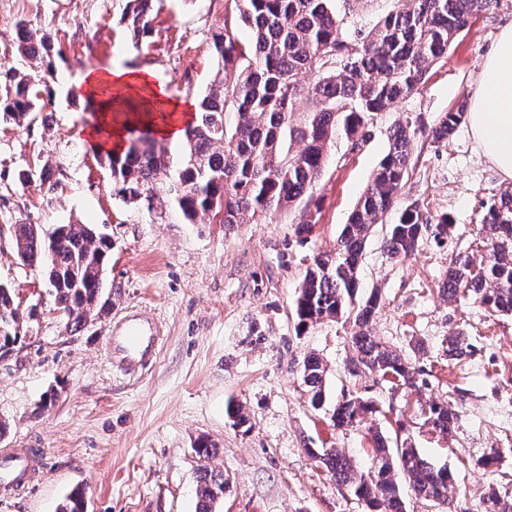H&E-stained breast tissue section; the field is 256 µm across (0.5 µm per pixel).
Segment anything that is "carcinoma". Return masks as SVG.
<instances>
[{"instance_id": "obj_1", "label": "carcinoma", "mask_w": 512, "mask_h": 512, "mask_svg": "<svg viewBox=\"0 0 512 512\" xmlns=\"http://www.w3.org/2000/svg\"><path fill=\"white\" fill-rule=\"evenodd\" d=\"M335 0H224V29L211 36L217 59L215 78L198 104L188 128V149L175 161L147 132L135 137L125 154H106L101 163L112 178V195L127 204L154 209L164 203L187 224L211 212L220 224H245L256 217L293 208L306 200L298 233L316 218L310 209L314 188L323 175L338 128L355 137L380 112L391 109L423 82L430 66L443 57L474 17L492 10L497 0H391V9L374 25L348 32L336 13ZM154 0H126L121 23L127 40L139 47L152 33ZM251 39L237 36L239 24ZM15 51L28 60H47L54 51L51 33L20 23ZM8 85L0 97V119L20 122L39 109L40 84L15 68L0 66ZM465 117L464 106L446 113L429 136L448 139ZM412 137L403 126L390 135L389 149L373 171L370 184L344 225L336 251L318 254L304 275L294 304L298 330L332 318L352 323L356 357L353 374L370 373L405 391L425 386L422 371L410 359L371 335L370 323L380 307L378 294L357 298L358 263L374 224L398 204L408 175ZM20 182L39 190L54 184L43 167L18 174ZM480 228L488 245L479 267L469 256L448 262L441 288L448 300L470 295L474 302L512 315V193L481 203ZM441 244L448 219L428 223L417 208L402 210L385 240L389 255L408 257L424 237ZM18 263L38 267L49 285L56 310L69 331L112 307V291L103 272L112 242L87 224H65L45 236L35 224L10 227ZM19 305L12 289L0 282V351L20 340ZM472 353L460 330L448 336V359ZM308 402L315 411L331 412L339 428L360 427L377 412L375 401L342 396L331 401L325 390L321 360L310 355L302 365ZM425 422L442 435L452 432L456 415L447 403L420 405ZM336 483L371 512H406L395 469L404 474L415 496L448 506L451 474L431 463L417 448L392 447L373 433L370 470L363 472L336 448L314 452ZM224 498V474L201 469L198 512H216Z\"/></svg>"}]
</instances>
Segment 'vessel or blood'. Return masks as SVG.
<instances>
[{
  "label": "vessel or blood",
  "mask_w": 512,
  "mask_h": 512,
  "mask_svg": "<svg viewBox=\"0 0 512 512\" xmlns=\"http://www.w3.org/2000/svg\"><path fill=\"white\" fill-rule=\"evenodd\" d=\"M160 342L159 325L142 313L132 312L115 324L107 347L113 366L132 375L154 363ZM28 457L29 451L25 448L1 453L0 481H15L23 473Z\"/></svg>",
  "instance_id": "obj_1"
}]
</instances>
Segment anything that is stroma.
Wrapping results in <instances>:
<instances>
[{
    "mask_svg": "<svg viewBox=\"0 0 512 512\" xmlns=\"http://www.w3.org/2000/svg\"><path fill=\"white\" fill-rule=\"evenodd\" d=\"M125 0H0V64L39 77L42 67L15 55L16 24L55 35L49 122L0 121V281L11 285L21 312L22 340L0 352V450L26 443L42 449L47 470L28 490L0 491V512H58L73 490L86 512H196L201 463L195 449L215 450L209 467L224 474L219 512H368L310 454L337 448L361 468L370 465L367 429L339 428L311 409L301 365L317 355L330 397L372 399L373 424L405 440L452 475L456 512H485L497 491L512 502V316L473 300H447L440 289L452 253L481 262L486 245L476 224L482 200L512 193L481 155L468 123L434 143L429 129L471 100L484 61L501 30L512 25V0L474 18L434 62L418 90L379 113L360 144L337 133L316 191L318 222L297 231L299 209L246 224L203 216L184 223L112 195L107 168L86 140L93 122L86 99L70 102L74 79L89 69L121 65L150 71L172 102L194 107L213 80L211 36L224 24V0H154V33L141 48L124 41ZM414 130L409 174L399 205L431 222L448 219L444 244L424 239L406 259L383 247L397 211L376 224L359 260V294L378 291L382 307L372 333L424 370L421 396L392 394L369 374H350V325L325 320L298 331L293 303L314 255L335 249L347 218L395 126ZM51 166L52 192L21 184L19 171ZM91 224L112 240L106 278L112 308L82 331L66 328L36 267L20 266L9 227ZM157 319L162 347L156 364L130 378L112 368L104 338L127 309ZM464 330L471 356L449 360L447 338ZM449 402L457 419L442 436L419 411L420 398ZM248 415L237 426L230 407ZM501 461L480 466L490 449Z\"/></svg>",
    "mask_w": 512,
    "mask_h": 512,
    "instance_id": "1",
    "label": "stroma"
}]
</instances>
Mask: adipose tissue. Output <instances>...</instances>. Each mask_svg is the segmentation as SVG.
Instances as JSON below:
<instances>
[{"mask_svg":"<svg viewBox=\"0 0 512 512\" xmlns=\"http://www.w3.org/2000/svg\"><path fill=\"white\" fill-rule=\"evenodd\" d=\"M99 122L86 132L96 148L112 154L124 149L125 133L131 121L115 112L117 101L138 97L151 105L144 122L160 138L179 143L185 134L187 117L178 116V104L168 103L163 85L149 75L127 69L85 71L79 78ZM470 131L481 155L506 179L512 180V26L504 28L486 59L481 81L468 114Z\"/></svg>","mask_w":512,"mask_h":512,"instance_id":"1","label":"adipose tissue"}]
</instances>
